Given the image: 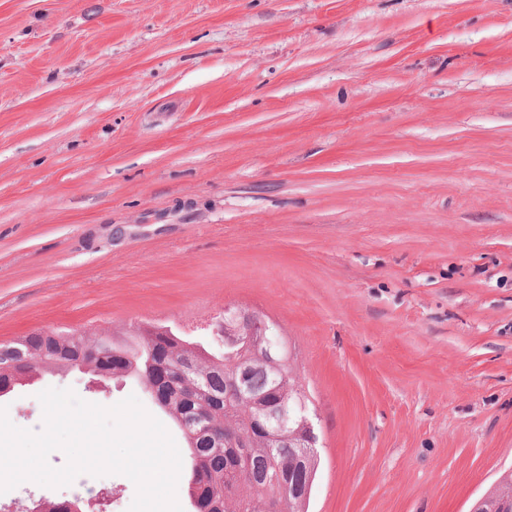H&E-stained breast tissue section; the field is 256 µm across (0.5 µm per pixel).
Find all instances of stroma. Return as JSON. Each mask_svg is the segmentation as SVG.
Instances as JSON below:
<instances>
[{
  "label": "stroma",
  "instance_id": "obj_1",
  "mask_svg": "<svg viewBox=\"0 0 512 512\" xmlns=\"http://www.w3.org/2000/svg\"><path fill=\"white\" fill-rule=\"evenodd\" d=\"M273 325L308 512H471L512 469V0H0V341ZM111 407L75 370L0 396ZM93 492L25 482L0 512Z\"/></svg>",
  "mask_w": 512,
  "mask_h": 512
}]
</instances>
